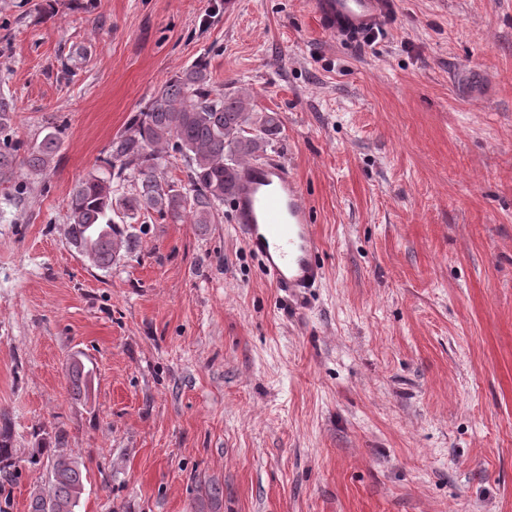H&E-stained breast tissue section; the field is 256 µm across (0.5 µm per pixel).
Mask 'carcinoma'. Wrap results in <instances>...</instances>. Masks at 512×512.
<instances>
[{
	"instance_id": "carcinoma-1",
	"label": "carcinoma",
	"mask_w": 512,
	"mask_h": 512,
	"mask_svg": "<svg viewBox=\"0 0 512 512\" xmlns=\"http://www.w3.org/2000/svg\"><path fill=\"white\" fill-rule=\"evenodd\" d=\"M276 113L253 118L246 94L212 93L207 64L199 60L169 78L158 95L135 113L111 144L108 174L91 175L75 189L69 212L68 240L101 270L112 267L120 250H132L136 227L126 223L140 212H155L174 223L188 217L211 224L231 196L234 172L260 156L281 129ZM60 149V138L47 133L34 145L0 139V182H10L18 167L42 172ZM179 155L189 172L190 189L159 180L161 160ZM136 181V193L114 197L113 183ZM75 396L86 397L91 371L75 361L69 368ZM16 449L11 434L0 431V477L16 478ZM81 464L58 456L49 474L51 492L32 496L29 512H77L85 490Z\"/></svg>"
}]
</instances>
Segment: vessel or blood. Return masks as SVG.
Returning <instances> with one entry per match:
<instances>
[{
  "label": "vessel or blood",
  "mask_w": 512,
  "mask_h": 512,
  "mask_svg": "<svg viewBox=\"0 0 512 512\" xmlns=\"http://www.w3.org/2000/svg\"><path fill=\"white\" fill-rule=\"evenodd\" d=\"M310 5L323 29L346 40L372 36L391 9L390 0H310ZM230 206L238 234L262 258L274 287L298 293L320 280L311 210L288 164L274 160L239 166Z\"/></svg>",
  "instance_id": "obj_1"
}]
</instances>
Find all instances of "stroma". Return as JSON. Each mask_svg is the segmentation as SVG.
Wrapping results in <instances>:
<instances>
[{
    "label": "stroma",
    "instance_id": "1",
    "mask_svg": "<svg viewBox=\"0 0 512 512\" xmlns=\"http://www.w3.org/2000/svg\"><path fill=\"white\" fill-rule=\"evenodd\" d=\"M0 0L13 139L0 183V512L86 468L78 512H512V0H392L346 42L309 0ZM278 113L324 266L299 307L229 205L138 215L109 270L67 237L78 184L174 73ZM92 371L88 398L68 368ZM60 145V138L54 132H48L40 142L31 146L4 136L0 139V182L12 181L19 166L26 167L31 173L44 171ZM5 428L0 432V477L7 481H13L16 478L18 470L16 468L17 450L13 448L11 434L6 431L7 417L1 414Z\"/></svg>",
    "mask_w": 512,
    "mask_h": 512
}]
</instances>
